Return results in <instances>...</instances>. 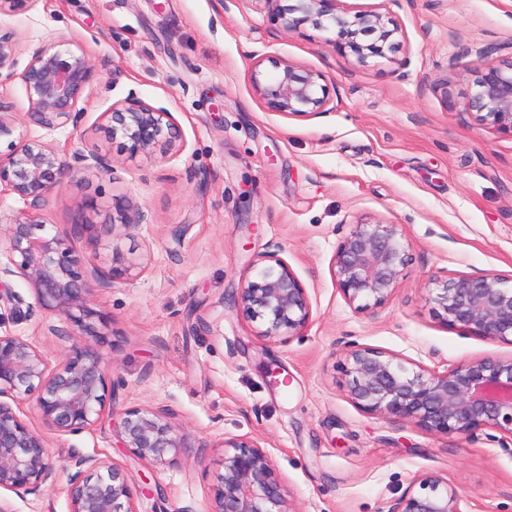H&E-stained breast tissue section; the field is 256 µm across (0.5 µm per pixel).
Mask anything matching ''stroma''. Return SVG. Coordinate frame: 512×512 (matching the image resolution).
Listing matches in <instances>:
<instances>
[{
  "label": "stroma",
  "instance_id": "stroma-1",
  "mask_svg": "<svg viewBox=\"0 0 512 512\" xmlns=\"http://www.w3.org/2000/svg\"><path fill=\"white\" fill-rule=\"evenodd\" d=\"M349 13L391 14L405 48L396 60L357 62L328 47L334 30L285 34L263 0H32L0 14L19 65L50 41L76 37L100 69L78 126L27 123L19 82L15 136L65 151L98 148L112 169L64 179L46 223H86L74 239L88 269L124 278L100 291L99 350L124 380L115 412L164 406L192 448L156 468L119 447L108 425L51 436L57 479L12 495L15 512H69L73 457L109 456L145 487L138 512H204L222 470L223 438L269 452L295 512H388L413 479L457 487L462 512H512V441L484 430L438 436L348 395L350 345L397 354L407 367L444 371L512 345L447 326L428 288L436 275L512 277V134L465 111L474 74L452 68L512 45V0H342ZM279 55L322 73L329 112L264 110L250 83L252 56ZM135 97L176 118L184 149L132 161L100 130L101 113ZM125 196L129 208L110 206ZM402 225L410 262L379 306L339 292L331 262L359 222ZM278 251L302 281L312 319L283 342L257 337L236 295L251 266ZM53 315L0 312V333L36 341L49 364L69 343Z\"/></svg>",
  "mask_w": 512,
  "mask_h": 512
}]
</instances>
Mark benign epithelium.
<instances>
[{"label":"benign epithelium","instance_id":"7a95c632","mask_svg":"<svg viewBox=\"0 0 512 512\" xmlns=\"http://www.w3.org/2000/svg\"><path fill=\"white\" fill-rule=\"evenodd\" d=\"M273 22L285 34L306 25L332 27L336 38L326 44L350 49L358 61L388 58L401 52L402 32L389 14L376 11L349 15L340 0H264ZM17 42L0 33V84L18 80L27 100V118L45 129L77 124L78 104L100 73L82 45L57 40L35 50L22 71L16 70ZM496 49L484 51L474 67L475 90L466 110L512 133V55L493 60ZM270 62L275 74L262 69ZM250 81L263 107L288 117H312L328 112L329 91L323 74L275 57L253 61ZM100 129L131 159L156 153L180 152V129L171 112L136 98L112 105L101 114ZM13 106L0 100V136L11 135ZM95 168L111 171L108 158L94 149L71 154L51 143L21 139L0 154V193L15 194L27 204L12 222L0 228V276L24 279L34 302L0 280V305L15 316L35 312L57 316L53 336L70 341L65 356L50 366L40 346L22 336L0 334V512H14L5 493H36L53 481L49 435L91 431L106 414L107 395L121 382L109 373L102 354L91 344L98 339L94 320L103 314L93 307L98 292L121 276L86 270L71 240L90 228L73 224L59 229L41 220L48 196L66 176ZM409 254L399 224L362 222L354 225L336 249L332 273L344 299L364 306L381 305L394 292ZM433 300L449 327L472 335L512 343V282L495 273L433 278ZM237 304L253 321H261L257 336L278 342L306 327L311 320L309 297L301 280L276 251L252 266L242 280ZM351 401L370 414L393 415L416 423L435 435L471 436L493 430L512 440V356H486L462 362L443 372L408 368L397 356L352 346L348 353ZM33 402L42 428L23 417L20 400ZM112 437L140 461L154 467L177 462L190 447L189 435L170 409L133 406L112 423ZM223 472L217 476L206 512H295L289 490L265 447L250 437L223 440ZM68 475L69 512H138V489L131 475L108 457L75 460ZM418 492H405L390 512H462L458 490L436 475L415 479Z\"/></svg>","mask_w":512,"mask_h":512}]
</instances>
